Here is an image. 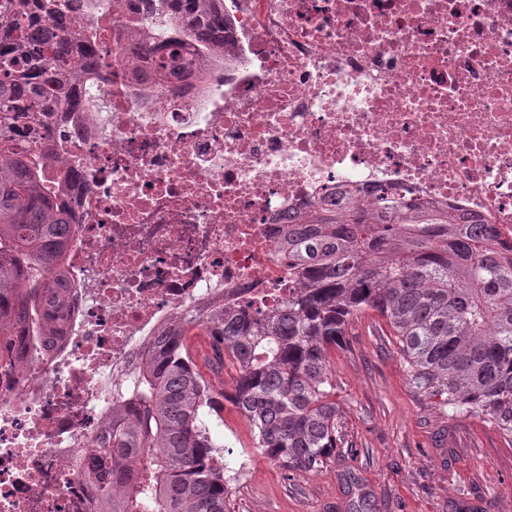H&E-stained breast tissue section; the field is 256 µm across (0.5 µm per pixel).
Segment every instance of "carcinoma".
Returning a JSON list of instances; mask_svg holds the SVG:
<instances>
[{"label": "carcinoma", "mask_w": 512, "mask_h": 512, "mask_svg": "<svg viewBox=\"0 0 512 512\" xmlns=\"http://www.w3.org/2000/svg\"><path fill=\"white\" fill-rule=\"evenodd\" d=\"M55 0H0V363L13 337L29 354L59 331L68 288L59 281L74 228L59 192L44 183V157L14 146L40 134L44 115L79 106L77 85L110 81L90 36L58 16ZM177 28L165 42L128 31L131 57L167 76L172 43L230 53L224 0H156ZM78 60L81 72L72 69ZM376 201L322 214L288 231V298L265 312L228 302L171 319L143 351L134 382L86 448L102 512H230L242 469L224 463L207 418L229 402L255 447L286 472H319L343 443L327 351L351 320L372 309L389 324L417 390L441 406L485 416L512 436V255L474 217L419 213L409 221ZM210 337L233 391L215 390L187 344Z\"/></svg>", "instance_id": "obj_1"}]
</instances>
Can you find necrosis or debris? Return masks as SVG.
I'll list each match as a JSON object with an SVG mask.
<instances>
[{
    "instance_id": "4bbe7bcc",
    "label": "necrosis or debris",
    "mask_w": 512,
    "mask_h": 512,
    "mask_svg": "<svg viewBox=\"0 0 512 512\" xmlns=\"http://www.w3.org/2000/svg\"><path fill=\"white\" fill-rule=\"evenodd\" d=\"M112 79L45 118L71 308L0 367V512H100L84 454L159 327L288 293L289 222L380 198L512 247V0H225L233 54L132 77L121 0H57Z\"/></svg>"
}]
</instances>
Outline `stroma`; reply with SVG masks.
<instances>
[{
  "label": "stroma",
  "mask_w": 512,
  "mask_h": 512,
  "mask_svg": "<svg viewBox=\"0 0 512 512\" xmlns=\"http://www.w3.org/2000/svg\"><path fill=\"white\" fill-rule=\"evenodd\" d=\"M345 442L322 471L282 470L225 406L213 437L245 473L230 512H512V441L486 417L418 392L385 319L363 311L329 350Z\"/></svg>",
  "instance_id": "35a3bbf8"
}]
</instances>
